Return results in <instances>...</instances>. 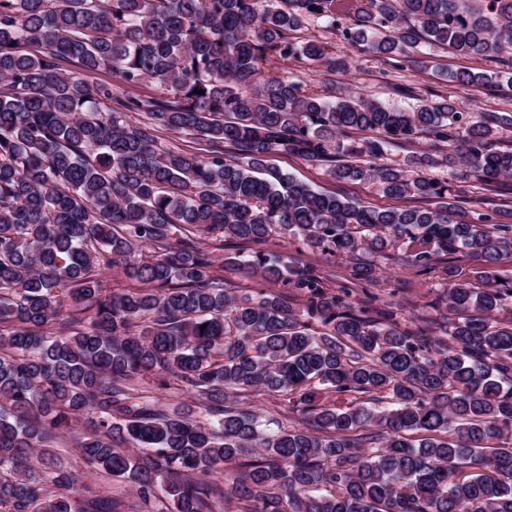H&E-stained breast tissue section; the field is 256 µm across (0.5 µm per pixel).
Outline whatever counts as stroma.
I'll list each match as a JSON object with an SVG mask.
<instances>
[{
	"mask_svg": "<svg viewBox=\"0 0 512 512\" xmlns=\"http://www.w3.org/2000/svg\"><path fill=\"white\" fill-rule=\"evenodd\" d=\"M304 33L326 42L336 56L346 58V67L330 73L311 62L272 57L266 64L267 73L301 78L318 91L325 84L332 83L339 92L360 93L406 109L416 106L420 100L440 95L454 99L458 109L464 112L512 115V86L502 84L492 88L471 87L462 90L448 80L450 72L464 68L488 72L503 70V63L497 59L462 58L435 48L427 55L425 63L415 64L404 59L399 67L394 68L383 61L359 54L339 36L326 32L318 24H309ZM272 163L300 181L325 192L346 196L361 205L384 209L395 204L394 199L385 196L371 183L337 181L329 175L325 166L307 162L297 156L279 153L274 156ZM262 249L283 257L300 255L305 264L330 276L336 284L343 282L352 272L348 261L303 246L299 241L276 237L263 244ZM375 263L383 271L381 280L374 287L375 292L385 298L394 297L399 304L398 318L401 323L416 322L423 334L433 335L441 315L429 308L428 302L432 292L439 287L437 274H416L403 262L388 256L376 258ZM54 463L78 472L79 480L75 489L79 500L102 495L125 501L132 496L127 483L85 470L70 438L65 437L59 441L54 450Z\"/></svg>",
	"mask_w": 512,
	"mask_h": 512,
	"instance_id": "1",
	"label": "stroma"
}]
</instances>
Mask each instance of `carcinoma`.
Here are the masks:
<instances>
[{
	"mask_svg": "<svg viewBox=\"0 0 512 512\" xmlns=\"http://www.w3.org/2000/svg\"><path fill=\"white\" fill-rule=\"evenodd\" d=\"M313 21L388 64L420 44L512 64V0H0V512H220L212 476L231 466L234 512H512V320L496 316L512 211L455 204L472 180L512 179L496 136L512 116L265 75L270 56L346 64L297 36ZM100 71L165 95L115 98L86 80ZM421 137L448 154L382 162ZM282 152L441 205L371 209L270 164ZM271 237L350 259L391 246L425 274L458 252L475 267L443 268L428 306L448 330L422 336L368 290L369 262L335 291L295 260L231 251L222 266L284 290L224 287L214 252ZM114 268L135 286L103 293ZM148 377L207 420L142 394ZM265 394L294 424L241 405ZM64 431L86 468L131 485L126 508L78 506V475L37 470Z\"/></svg>",
	"mask_w": 512,
	"mask_h": 512,
	"instance_id": "cac0c4a2",
	"label": "carcinoma"
}]
</instances>
